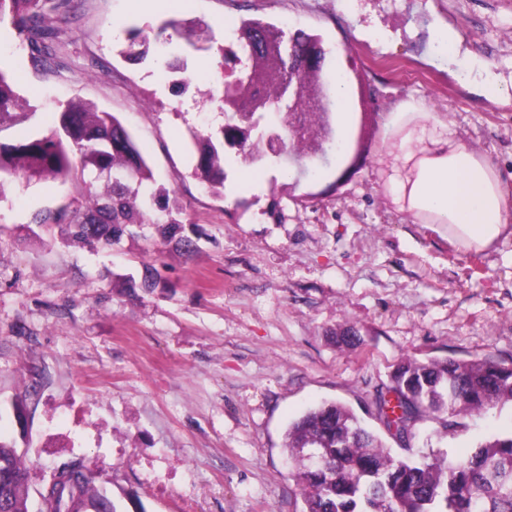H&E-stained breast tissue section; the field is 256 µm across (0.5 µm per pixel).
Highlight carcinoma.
<instances>
[{
  "label": "carcinoma",
  "instance_id": "1",
  "mask_svg": "<svg viewBox=\"0 0 512 512\" xmlns=\"http://www.w3.org/2000/svg\"><path fill=\"white\" fill-rule=\"evenodd\" d=\"M72 0H0V24L9 21L20 45L36 63L56 54L58 32L53 16L67 11ZM188 22L170 21L149 38L139 28L126 31L123 55L144 60L151 44H169L177 36L192 46ZM238 50L224 71L220 102L224 124L206 134L193 135L196 162L193 175L214 192L224 188V153L235 151L240 159L259 167H285L287 162L255 149L256 135L264 130L288 141L283 119L288 101L265 81L267 71L279 64L288 75V45L320 47V35L298 29L286 33L263 19L239 21L235 30ZM174 84L188 88L184 74L187 57L174 55L167 63ZM20 97L0 66V132L28 113L18 112ZM91 168L106 177L107 192L89 199L85 210L61 208L39 217L41 225L66 226L78 241L110 245L132 227L156 224L166 239L177 237L182 225L170 218L165 223L152 217L161 193L145 192L153 173L133 134L118 116L70 102L58 113L57 125L46 134H28L10 143L0 141V182L23 173L29 177L82 180ZM394 392L402 410L395 424L416 436L417 425L435 423L442 441L465 427L462 418L481 416L492 409L512 405V361L454 358L419 361L404 358L390 374L389 382L376 390L371 415L385 420L384 395ZM316 447L320 461L306 457ZM284 450L297 464L296 480L303 501L302 512H512V434H492L476 441L466 456L445 449L418 451L411 457L395 455L382 438L348 406L324 403L293 421L285 433ZM16 478L8 489V512H30L23 454L16 445L0 438V467ZM79 479L68 501L56 512H82L89 504L111 499L94 488L92 477L79 462L65 465Z\"/></svg>",
  "mask_w": 512,
  "mask_h": 512
}]
</instances>
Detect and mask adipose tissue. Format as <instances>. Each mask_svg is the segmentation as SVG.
<instances>
[{
    "instance_id": "adipose-tissue-1",
    "label": "adipose tissue",
    "mask_w": 512,
    "mask_h": 512,
    "mask_svg": "<svg viewBox=\"0 0 512 512\" xmlns=\"http://www.w3.org/2000/svg\"><path fill=\"white\" fill-rule=\"evenodd\" d=\"M413 106L394 115L403 137L404 161L411 178L398 181L403 210L418 221L444 224L448 235L465 249L489 247L512 222V203L503 194L495 172L433 114L413 125Z\"/></svg>"
}]
</instances>
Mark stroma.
Wrapping results in <instances>:
<instances>
[{
	"label": "stroma",
	"mask_w": 512,
	"mask_h": 512,
	"mask_svg": "<svg viewBox=\"0 0 512 512\" xmlns=\"http://www.w3.org/2000/svg\"><path fill=\"white\" fill-rule=\"evenodd\" d=\"M262 17L321 35L324 77L344 71L353 114L372 136L352 179L310 177L318 199L297 205L282 169L257 188L226 154L224 190L193 175L192 135L220 126L208 96L222 81L225 19ZM202 21L189 87L167 60L120 56L131 27ZM54 23L60 49L35 65L0 27V63L37 105L44 134L72 99L118 115L183 225V242L146 225L109 246L44 229L37 212L81 207L92 186L23 177L0 186V436L24 453L30 490L84 464L121 512H301L284 451L293 420L324 401L356 412L405 357L512 359V233L464 249L440 224L402 212L386 159L391 119L413 103L450 123L512 201V94L488 96L457 75L484 61L512 84V0H73ZM462 38L450 65L431 33ZM280 202L281 222L266 214ZM156 287H143L146 276ZM360 342L337 347V329ZM446 447L470 450L512 431V408L465 421Z\"/></svg>",
	"instance_id": "obj_1"
}]
</instances>
